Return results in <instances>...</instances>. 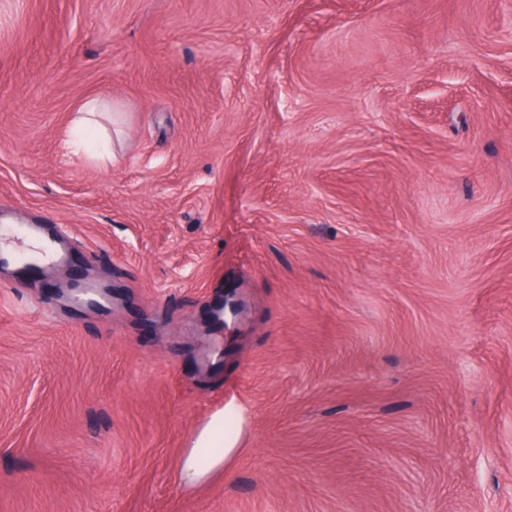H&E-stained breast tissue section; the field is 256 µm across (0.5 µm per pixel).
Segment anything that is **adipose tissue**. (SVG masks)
Returning a JSON list of instances; mask_svg holds the SVG:
<instances>
[{"label": "adipose tissue", "mask_w": 512, "mask_h": 512, "mask_svg": "<svg viewBox=\"0 0 512 512\" xmlns=\"http://www.w3.org/2000/svg\"><path fill=\"white\" fill-rule=\"evenodd\" d=\"M238 413V408L232 404L217 411L184 450L177 476L186 486H197L223 472L225 464L236 456L240 434L227 428L226 419Z\"/></svg>", "instance_id": "obj_1"}]
</instances>
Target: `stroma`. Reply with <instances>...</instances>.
I'll return each mask as SVG.
<instances>
[{
  "mask_svg": "<svg viewBox=\"0 0 512 512\" xmlns=\"http://www.w3.org/2000/svg\"><path fill=\"white\" fill-rule=\"evenodd\" d=\"M8 223L0 512H512V0H0ZM110 107L97 100H87L77 113L76 124L81 126L88 134L94 132L95 136H108L103 126L97 121V117L103 112H109ZM7 238L15 244L12 255L32 263L63 264L67 255L62 251L55 238L50 237L39 225L18 227L10 224L0 225L1 239ZM40 241L39 246L34 242ZM229 420L237 416L243 422L241 412L228 404L223 410L217 411L211 419L195 435L190 447L185 448L178 466L177 476L188 487L197 486L212 476L224 472V464L230 462L238 453L240 432L236 427L226 430L225 416Z\"/></svg>",
  "mask_w": 512,
  "mask_h": 512,
  "instance_id": "1",
  "label": "stroma"
}]
</instances>
